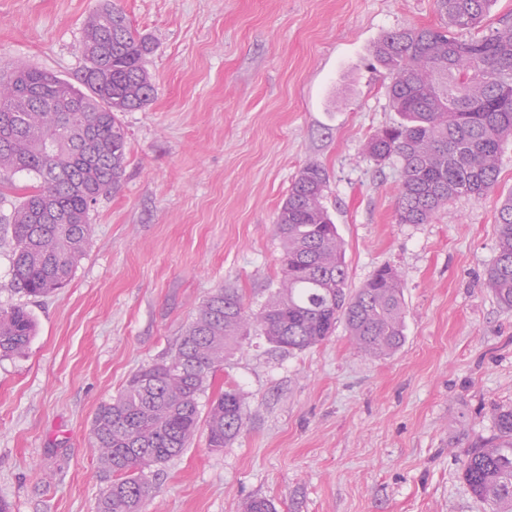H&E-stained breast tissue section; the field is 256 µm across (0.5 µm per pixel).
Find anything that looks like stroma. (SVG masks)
Masks as SVG:
<instances>
[{"mask_svg": "<svg viewBox=\"0 0 512 512\" xmlns=\"http://www.w3.org/2000/svg\"><path fill=\"white\" fill-rule=\"evenodd\" d=\"M103 6L151 40L154 96L121 113L124 175L90 212L91 250L50 296L12 286L1 218L34 179L0 175V308L25 306L36 323L24 354L0 357V498L12 512H96V410L176 347L215 289L265 302L280 276L276 213L315 163L349 290L381 266L399 271L405 340L377 357L341 324L290 354L251 338L199 398L204 412L236 390L240 433L214 451L198 431L150 474L144 512H243L253 497L278 512H489L460 460L512 404V309L485 280L512 142L486 197L426 224L398 222L400 167L364 154L400 120L374 46L440 25L433 0H0V69L76 81L85 21Z\"/></svg>", "mask_w": 512, "mask_h": 512, "instance_id": "stroma-1", "label": "stroma"}]
</instances>
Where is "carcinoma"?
Returning <instances> with one entry per match:
<instances>
[{"label": "carcinoma", "instance_id": "obj_1", "mask_svg": "<svg viewBox=\"0 0 512 512\" xmlns=\"http://www.w3.org/2000/svg\"><path fill=\"white\" fill-rule=\"evenodd\" d=\"M443 23L390 32L374 46L392 72V107L401 122L373 134L365 154L401 165L397 216L427 224L459 197L482 199L498 179L503 144L512 139V21L471 38L489 0H434ZM150 43L126 15L103 7L86 22L81 84L45 69L0 73V172H27L37 185L11 216L13 286L47 297L67 285L93 245L89 214L118 189L127 132L118 113L147 105L154 86L144 69ZM324 170L304 165L279 207L280 283L257 311L235 289L202 302L175 350L139 369L93 418L91 447L108 480L96 512H143L147 470L180 455L200 427L199 396L242 340L258 336L284 351L326 340L339 322L362 352L381 356L404 341L400 273L375 270L348 290L343 242L324 204ZM496 257L487 270L498 303L512 309V196L498 209ZM35 324L23 306L0 309V355L24 353ZM494 434L467 449L463 480L490 512H512V406L493 411ZM244 426L241 399L228 389L205 419L217 451Z\"/></svg>", "mask_w": 512, "mask_h": 512}]
</instances>
